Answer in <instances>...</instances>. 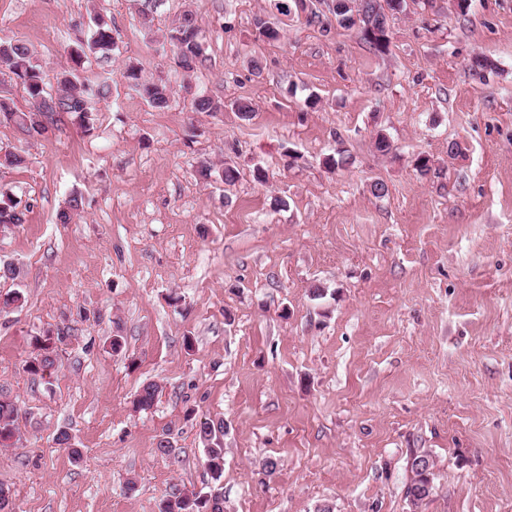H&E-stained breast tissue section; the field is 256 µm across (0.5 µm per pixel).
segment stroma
<instances>
[{"mask_svg":"<svg viewBox=\"0 0 512 512\" xmlns=\"http://www.w3.org/2000/svg\"><path fill=\"white\" fill-rule=\"evenodd\" d=\"M152 4L146 27L135 0H0V40L48 77L94 15L116 41L79 72L111 84L90 132L0 126V148L27 158L0 168V191L30 207L0 232V265L19 272L0 295L24 296L0 312L12 512H160L176 489L219 492L224 512H512V0H409L384 54L323 4L310 20L278 0ZM186 13L207 47L189 75L166 41ZM130 64L169 86L166 108L129 86ZM189 84L218 111H193ZM339 150L349 164L327 167ZM203 159L236 181L203 182ZM56 327L70 337L46 383L25 362ZM149 382L154 406L134 410ZM205 418L224 422L218 482ZM417 452L435 466L415 507Z\"/></svg>","mask_w":512,"mask_h":512,"instance_id":"35a3bbf8","label":"stroma"}]
</instances>
